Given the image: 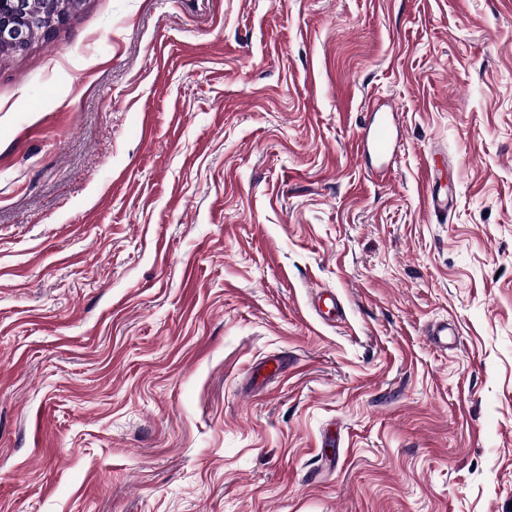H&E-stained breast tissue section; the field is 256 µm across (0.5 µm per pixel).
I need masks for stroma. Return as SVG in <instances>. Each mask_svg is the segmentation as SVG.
I'll return each mask as SVG.
<instances>
[{
    "mask_svg": "<svg viewBox=\"0 0 512 512\" xmlns=\"http://www.w3.org/2000/svg\"><path fill=\"white\" fill-rule=\"evenodd\" d=\"M0 512H512V0H84L0 55ZM389 112L380 113L377 120L375 116L372 122L364 128V131L358 136L357 147L365 148L369 144L380 154L394 153L396 142L393 139L392 120ZM393 116V114H392Z\"/></svg>",
    "mask_w": 512,
    "mask_h": 512,
    "instance_id": "stroma-1",
    "label": "stroma"
}]
</instances>
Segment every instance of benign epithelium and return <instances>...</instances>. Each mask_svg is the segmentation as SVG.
Returning <instances> with one entry per match:
<instances>
[{
    "instance_id": "benign-epithelium-1",
    "label": "benign epithelium",
    "mask_w": 512,
    "mask_h": 512,
    "mask_svg": "<svg viewBox=\"0 0 512 512\" xmlns=\"http://www.w3.org/2000/svg\"><path fill=\"white\" fill-rule=\"evenodd\" d=\"M83 0H40V10L32 12L31 0H0V45H6L14 54L28 50L32 42V33L43 27L44 21L50 24L63 23L76 11Z\"/></svg>"
}]
</instances>
